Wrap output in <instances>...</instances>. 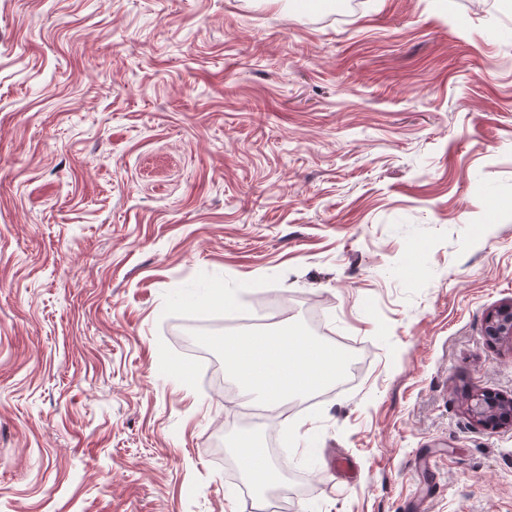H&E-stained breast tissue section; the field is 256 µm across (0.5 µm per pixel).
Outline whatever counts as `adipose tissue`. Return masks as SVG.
Returning <instances> with one entry per match:
<instances>
[{"instance_id":"1","label":"adipose tissue","mask_w":512,"mask_h":512,"mask_svg":"<svg viewBox=\"0 0 512 512\" xmlns=\"http://www.w3.org/2000/svg\"><path fill=\"white\" fill-rule=\"evenodd\" d=\"M269 350L258 362L240 357L239 341L225 340L224 367L243 395L274 407L290 399H303L335 382L343 368L338 352L321 341L286 331L269 337Z\"/></svg>"}]
</instances>
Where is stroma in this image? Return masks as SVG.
Segmentation results:
<instances>
[{
  "instance_id": "obj_1",
  "label": "stroma",
  "mask_w": 512,
  "mask_h": 512,
  "mask_svg": "<svg viewBox=\"0 0 512 512\" xmlns=\"http://www.w3.org/2000/svg\"><path fill=\"white\" fill-rule=\"evenodd\" d=\"M476 0H0V512H512V37ZM233 294L225 311L211 289ZM356 347L255 414L183 353L228 317ZM484 335L491 341H512V301L489 311L485 318ZM467 411L478 425L512 426V397L476 390L468 397ZM238 456L244 453L251 452L255 454L258 459V466L255 468L243 467V470L251 477L256 479L254 491L257 487L258 497H263V491L266 487L271 486L276 479L275 470L267 463L266 452L261 439L250 432L242 433L237 440Z\"/></svg>"
}]
</instances>
